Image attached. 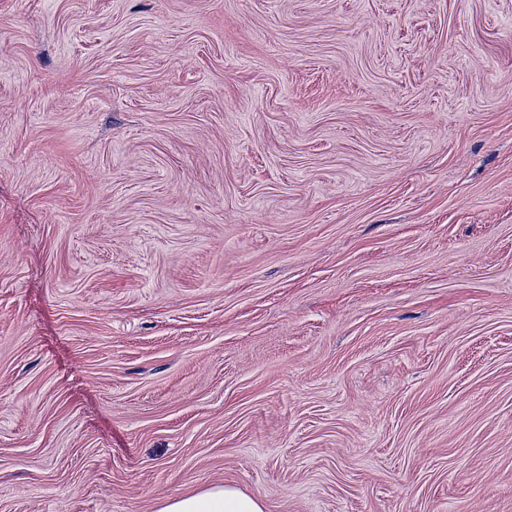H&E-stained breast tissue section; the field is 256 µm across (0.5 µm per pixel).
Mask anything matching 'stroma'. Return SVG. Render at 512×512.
Instances as JSON below:
<instances>
[{"instance_id": "35a3bbf8", "label": "stroma", "mask_w": 512, "mask_h": 512, "mask_svg": "<svg viewBox=\"0 0 512 512\" xmlns=\"http://www.w3.org/2000/svg\"><path fill=\"white\" fill-rule=\"evenodd\" d=\"M512 512V0H0V512ZM159 512H265L264 503L235 487L215 485L169 497Z\"/></svg>"}]
</instances>
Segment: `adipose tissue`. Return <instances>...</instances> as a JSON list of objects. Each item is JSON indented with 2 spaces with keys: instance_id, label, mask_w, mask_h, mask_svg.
I'll return each instance as SVG.
<instances>
[{
  "instance_id": "1",
  "label": "adipose tissue",
  "mask_w": 512,
  "mask_h": 512,
  "mask_svg": "<svg viewBox=\"0 0 512 512\" xmlns=\"http://www.w3.org/2000/svg\"><path fill=\"white\" fill-rule=\"evenodd\" d=\"M160 512H265V505L235 487L215 485L201 492L169 497Z\"/></svg>"
}]
</instances>
